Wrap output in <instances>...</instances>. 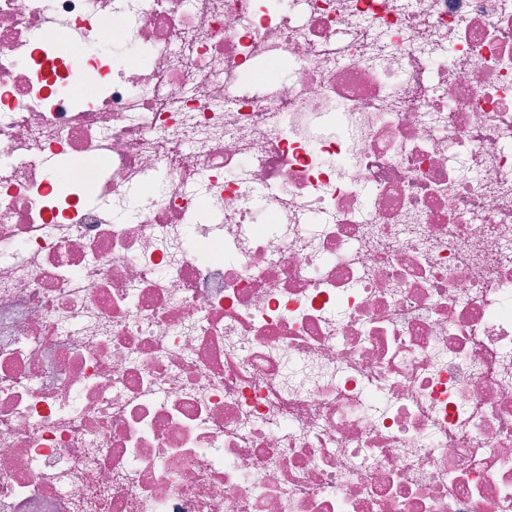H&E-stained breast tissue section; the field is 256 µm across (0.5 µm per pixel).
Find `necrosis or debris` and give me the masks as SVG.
I'll return each instance as SVG.
<instances>
[{
	"instance_id": "necrosis-or-debris-1",
	"label": "necrosis or debris",
	"mask_w": 512,
	"mask_h": 512,
	"mask_svg": "<svg viewBox=\"0 0 512 512\" xmlns=\"http://www.w3.org/2000/svg\"><path fill=\"white\" fill-rule=\"evenodd\" d=\"M0 512H512V0H0Z\"/></svg>"
}]
</instances>
